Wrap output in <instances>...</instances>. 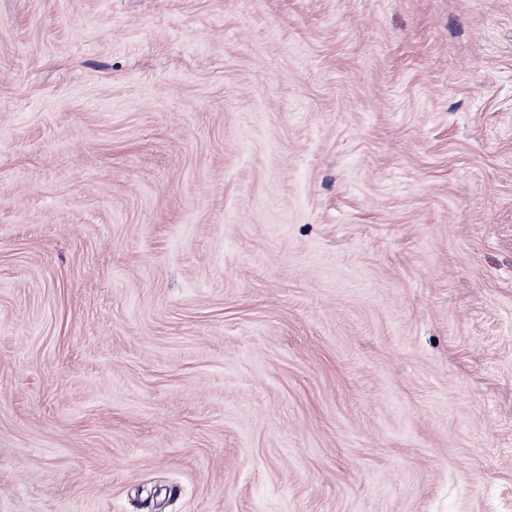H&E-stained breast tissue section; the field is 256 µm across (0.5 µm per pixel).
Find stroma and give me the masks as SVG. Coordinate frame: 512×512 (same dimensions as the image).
I'll return each instance as SVG.
<instances>
[{
	"label": "stroma",
	"instance_id": "1",
	"mask_svg": "<svg viewBox=\"0 0 512 512\" xmlns=\"http://www.w3.org/2000/svg\"><path fill=\"white\" fill-rule=\"evenodd\" d=\"M0 512H512V0H0Z\"/></svg>",
	"mask_w": 512,
	"mask_h": 512
}]
</instances>
